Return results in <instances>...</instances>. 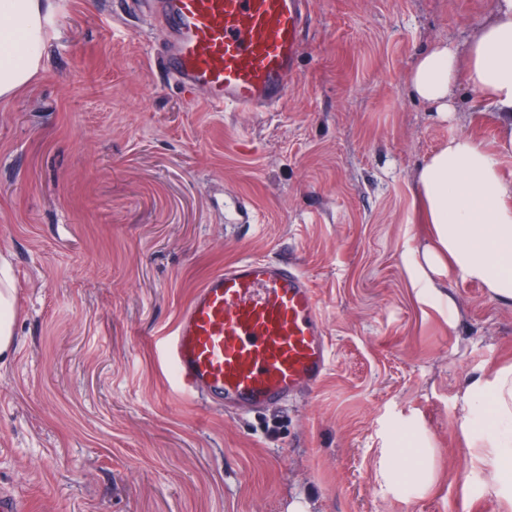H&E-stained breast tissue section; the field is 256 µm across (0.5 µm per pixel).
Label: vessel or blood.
<instances>
[{"mask_svg": "<svg viewBox=\"0 0 512 512\" xmlns=\"http://www.w3.org/2000/svg\"><path fill=\"white\" fill-rule=\"evenodd\" d=\"M161 62L219 111L279 107L294 82L309 0H157ZM180 390L225 409H264L320 385L330 345L298 264L245 257L195 290L163 348Z\"/></svg>", "mask_w": 512, "mask_h": 512, "instance_id": "b4317fda", "label": "vessel or blood"}]
</instances>
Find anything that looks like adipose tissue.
Instances as JSON below:
<instances>
[{"label":"adipose tissue","mask_w":512,"mask_h":512,"mask_svg":"<svg viewBox=\"0 0 512 512\" xmlns=\"http://www.w3.org/2000/svg\"><path fill=\"white\" fill-rule=\"evenodd\" d=\"M49 0H0V99L14 97L43 64V20ZM506 119L504 142L512 146V0H497L492 20L466 55L439 44L416 60L410 77L415 95L453 119L459 79ZM434 247L426 262L512 302V180L497 154L460 134L433 153L414 177ZM459 427L471 446L474 468L488 473L501 512H512V366L473 378Z\"/></svg>","instance_id":"adipose-tissue-1"}]
</instances>
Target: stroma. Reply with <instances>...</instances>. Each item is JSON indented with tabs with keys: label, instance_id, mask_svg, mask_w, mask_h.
<instances>
[{
	"label": "stroma",
	"instance_id": "1",
	"mask_svg": "<svg viewBox=\"0 0 512 512\" xmlns=\"http://www.w3.org/2000/svg\"><path fill=\"white\" fill-rule=\"evenodd\" d=\"M311 2L284 103L216 112L168 76L146 0H52L40 72L0 101V491L29 512H499L458 419L512 363V304L425 270L414 175L456 134L498 149L501 119L462 83L442 120L410 86L495 0ZM234 195L254 223H225ZM284 255L320 302L322 383L232 415L186 398L160 339L225 264ZM15 297L12 280L0 270V362L8 359L14 350Z\"/></svg>",
	"mask_w": 512,
	"mask_h": 512
}]
</instances>
